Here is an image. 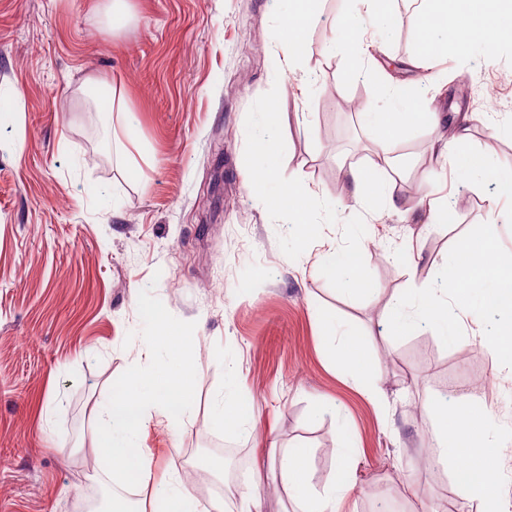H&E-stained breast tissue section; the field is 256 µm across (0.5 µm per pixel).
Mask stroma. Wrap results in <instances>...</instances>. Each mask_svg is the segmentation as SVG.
<instances>
[{
  "instance_id": "1",
  "label": "stroma",
  "mask_w": 512,
  "mask_h": 512,
  "mask_svg": "<svg viewBox=\"0 0 512 512\" xmlns=\"http://www.w3.org/2000/svg\"><path fill=\"white\" fill-rule=\"evenodd\" d=\"M113 23L103 0H0V93L22 108L0 122V512H73L92 481L115 486L89 445V415L115 380L147 364L138 296L152 289L176 318L196 324V392L179 432L151 410L139 435L154 480L178 471L191 486L199 449L241 451L243 486L231 512H288L281 484L259 482L271 448L306 446L309 476L323 487L347 433L357 450L356 485L344 512H481L454 485L437 451L444 408L479 406L504 435L492 483L512 496V371L471 343L443 347L426 326L392 338L387 311L415 281L435 279L452 245L480 223L500 227L512 252L507 204L490 206L492 182L432 178L427 129L391 144L396 190L425 186L448 202L444 224L418 209L404 221L378 202L352 206L349 166L372 162L378 128L357 108L376 98L383 75L420 47L410 0H390L393 20L368 21L365 37L386 63L378 73L327 46L356 0H322L307 37V88L277 77L272 38L288 0H130ZM443 83L433 107H460L463 154L512 162V43L470 46L437 59ZM102 79L99 88L89 78ZM128 112L106 121V83ZM494 95H487V88ZM276 101V121L263 116ZM134 140L113 146L111 122ZM269 153H261L258 142ZM274 159L275 181L300 176L321 208L305 245L287 215L248 186ZM137 164L129 175L128 161ZM359 253L367 292L343 294L323 268L330 247ZM361 336L368 369L354 384L338 368L321 312ZM252 406L246 429L224 426L213 406L229 384ZM75 454H60V446Z\"/></svg>"
}]
</instances>
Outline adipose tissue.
Returning <instances> with one entry per match:
<instances>
[{
    "mask_svg": "<svg viewBox=\"0 0 512 512\" xmlns=\"http://www.w3.org/2000/svg\"><path fill=\"white\" fill-rule=\"evenodd\" d=\"M320 0H291L290 12L281 20L275 33L281 75L297 74L302 69L303 49L309 24ZM490 0H421L422 9L416 20L421 53L427 58L448 54H461L472 42H505L512 40V0H497L496 13H489ZM443 32L441 41H434V32ZM380 97L392 101L393 106L384 112L363 107L359 117L363 125L380 128L375 142L378 155H385L389 144L404 132L426 127L432 135L430 152L438 166H450L460 177H480L493 181L496 196L512 201V173L503 174L499 168L477 164L472 159L456 154L452 144L464 141L465 128L455 130L454 139H445L441 130V117L425 107V90L422 85L404 83L385 84L379 89ZM272 168H265L252 179L253 187L261 201L275 210L287 211L292 223L310 229L316 197L303 191L295 181L278 184L269 190ZM347 195L355 203L376 198L385 208L400 211L402 204L394 192L392 180L385 167L377 163L350 167L347 178ZM439 454L453 464V479L468 500H486L494 489L486 479L490 461L485 453L488 445L498 435L477 425L475 419L460 410L443 411L437 422ZM335 474L324 490H317L311 483L307 462L310 450L299 446L288 448L274 456L266 477L288 486L290 497L299 512H340V506L355 486L353 462L355 449L347 439H340Z\"/></svg>",
    "mask_w": 512,
    "mask_h": 512,
    "instance_id": "ef3b65f1",
    "label": "adipose tissue"
}]
</instances>
